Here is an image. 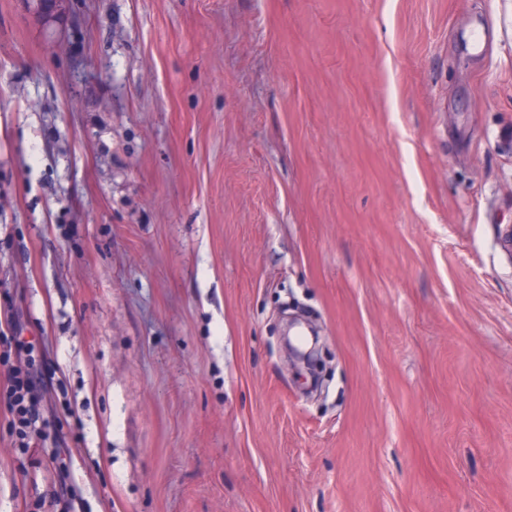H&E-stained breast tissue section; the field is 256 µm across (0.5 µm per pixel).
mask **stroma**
Here are the masks:
<instances>
[{"label": "stroma", "instance_id": "obj_1", "mask_svg": "<svg viewBox=\"0 0 512 512\" xmlns=\"http://www.w3.org/2000/svg\"><path fill=\"white\" fill-rule=\"evenodd\" d=\"M507 224L512 0H0V332L77 512H512ZM50 496L0 399V512ZM12 357L14 362H11ZM43 358L36 341L20 334L0 336V364L8 365L6 403L18 448H29V437L38 434L56 478L57 489L52 501L56 510L51 512H75L76 493L69 483L70 458L52 433L51 420L45 414L48 391L41 372ZM289 356L290 362L297 368L303 377L306 378L305 374H308L313 378V382H311L310 387L316 388L318 386V380L315 377L316 361L318 360V349L316 348V345L314 347H310L306 351H303L299 347L290 344Z\"/></svg>", "mask_w": 512, "mask_h": 512}]
</instances>
